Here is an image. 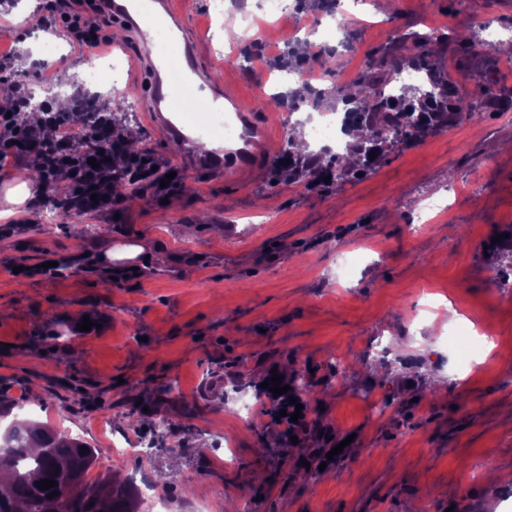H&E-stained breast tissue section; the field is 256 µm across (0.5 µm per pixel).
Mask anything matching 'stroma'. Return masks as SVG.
<instances>
[{
	"label": "stroma",
	"mask_w": 512,
	"mask_h": 512,
	"mask_svg": "<svg viewBox=\"0 0 512 512\" xmlns=\"http://www.w3.org/2000/svg\"><path fill=\"white\" fill-rule=\"evenodd\" d=\"M201 44L198 61L215 81L264 118L260 94L286 90L268 38L224 40L218 13L260 12L261 0H176ZM370 22L353 26L346 50L321 53L305 67L330 88L347 56L376 58L439 19L443 68L456 85L482 89L472 120L391 154L376 170L343 183L337 196L290 191L271 173L224 180L196 170L147 108L153 74L131 54L132 34L110 27L119 83L90 81L71 47L47 51L54 31L16 28L15 58L0 73V96L22 77L34 102L62 89L95 105L134 102L137 152L182 160L172 193L129 196L119 214L90 212L92 227L72 235V218L45 222L39 205L23 216L31 231L0 236V404L23 416L70 426L99 450L96 472L129 483L148 475L167 495V512H512V298L494 292L512 266V58L478 45L461 50V31L501 22L512 41V0H371ZM259 66L216 69L224 53ZM53 75L42 82L36 67ZM139 243L143 257L111 273L104 252ZM360 260L344 268L340 258ZM64 271L39 273L47 255ZM428 305L469 310L505 344L468 381L448 382V366L425 348L448 330L447 317L410 325ZM99 323L96 335L83 320ZM389 355L370 358L381 333ZM283 384L307 374V444L282 447L280 424L263 387L271 370ZM223 378L216 395L200 386ZM253 402L249 421L237 399ZM137 427L129 414L137 406ZM166 419V440L152 428ZM154 442L153 453L119 461L110 440ZM345 450L327 457L330 448Z\"/></svg>",
	"instance_id": "1"
}]
</instances>
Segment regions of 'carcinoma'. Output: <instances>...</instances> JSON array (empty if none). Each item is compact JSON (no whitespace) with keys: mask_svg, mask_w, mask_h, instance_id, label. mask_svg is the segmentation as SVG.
<instances>
[{"mask_svg":"<svg viewBox=\"0 0 512 512\" xmlns=\"http://www.w3.org/2000/svg\"><path fill=\"white\" fill-rule=\"evenodd\" d=\"M438 58V54L430 53L398 58L387 66L379 63L376 69L362 72L353 86L331 93L303 83L297 94L310 96L317 110L326 107L324 101L331 95L353 104L347 112L348 122L361 135L353 145V162L344 153L325 160L299 150L295 140H288L283 151L287 161L275 163L283 181L330 194L347 177L370 173L394 151L474 114L475 98L449 86L448 76L437 73ZM409 63L427 74L430 89L404 82L394 94H386L387 87L398 82L401 68ZM326 108L334 110L332 105ZM110 118L115 129L128 121L125 99L113 100ZM372 152L376 153L373 159ZM97 460V449L82 439L28 418H14L0 440V471L9 475L7 487L0 489V512H138L139 492L133 485L91 476ZM41 480H53L57 486L40 489L36 483ZM54 491L57 495L48 498Z\"/></svg>","mask_w":512,"mask_h":512,"instance_id":"obj_1","label":"carcinoma"}]
</instances>
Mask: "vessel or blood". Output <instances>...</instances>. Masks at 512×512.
Returning a JSON list of instances; mask_svg holds the SVG:
<instances>
[{"label":"vessel or blood","instance_id":"b4317fda","mask_svg":"<svg viewBox=\"0 0 512 512\" xmlns=\"http://www.w3.org/2000/svg\"><path fill=\"white\" fill-rule=\"evenodd\" d=\"M102 5L128 24L136 43L156 48V56L142 59L154 73L156 120L181 140L198 166L229 179L272 161L265 125L198 66V42L187 37L173 0H102Z\"/></svg>","mask_w":512,"mask_h":512}]
</instances>
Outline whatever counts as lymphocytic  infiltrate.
<instances>
[{
    "instance_id": "1",
    "label": "lymphocytic infiltrate",
    "mask_w": 512,
    "mask_h": 512,
    "mask_svg": "<svg viewBox=\"0 0 512 512\" xmlns=\"http://www.w3.org/2000/svg\"><path fill=\"white\" fill-rule=\"evenodd\" d=\"M39 25L63 27L71 37L75 51L90 53L110 41L106 29L112 16L90 0H58L47 14L38 15ZM28 109V95L23 82L13 84L10 113L0 112V130L9 134L0 144V168L12 166L18 158H27L48 179L66 172L87 209L105 213L117 209L121 200L112 194L114 181H127L149 189H159L161 180L170 173L167 164H156L153 157H130L122 167L112 164V142L99 137L96 129L80 121L81 113L90 111L86 100L77 101L70 114L43 108L42 126L19 124L18 118Z\"/></svg>"
}]
</instances>
